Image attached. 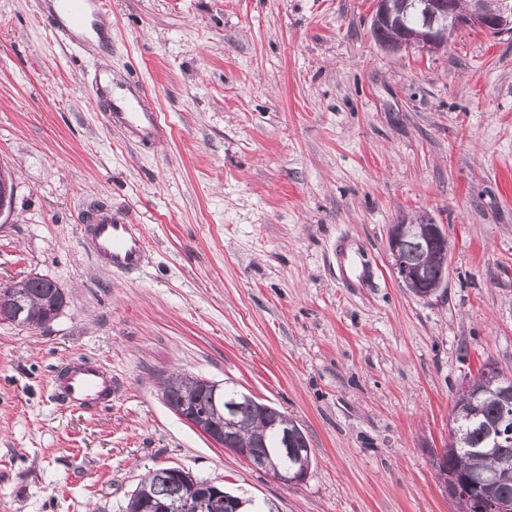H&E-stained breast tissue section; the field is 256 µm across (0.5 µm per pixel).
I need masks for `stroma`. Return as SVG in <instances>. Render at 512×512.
<instances>
[{
	"instance_id": "stroma-1",
	"label": "stroma",
	"mask_w": 512,
	"mask_h": 512,
	"mask_svg": "<svg viewBox=\"0 0 512 512\" xmlns=\"http://www.w3.org/2000/svg\"><path fill=\"white\" fill-rule=\"evenodd\" d=\"M43 0H0V286L39 274L66 305L0 321V512H124L177 467L279 512H457L434 452L465 375L512 376V33L462 29L392 55L372 0H106V46L66 45ZM143 88L167 133L133 138L91 97L98 70ZM102 205L143 225L135 273L101 267L79 227ZM448 237L445 291L393 277L390 225ZM370 277L350 284L336 244ZM112 374L96 412L53 375ZM179 370L296 421L314 458L286 488L160 398Z\"/></svg>"
}]
</instances>
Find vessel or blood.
<instances>
[{
  "mask_svg": "<svg viewBox=\"0 0 512 512\" xmlns=\"http://www.w3.org/2000/svg\"><path fill=\"white\" fill-rule=\"evenodd\" d=\"M100 6V0H52L46 20L56 39L73 43ZM140 97V92L135 90L127 95L113 92L105 83L98 85L94 95L95 101L103 103L112 125L144 137L164 133L160 114L141 109ZM83 237L94 257L105 268L116 272L138 270L145 255L146 237L141 225L127 223L108 209L95 213L91 223L84 226ZM54 384L57 397L78 407H98L112 395L111 373L91 359L59 372Z\"/></svg>",
  "mask_w": 512,
  "mask_h": 512,
  "instance_id": "vessel-or-blood-1",
  "label": "vessel or blood"
}]
</instances>
